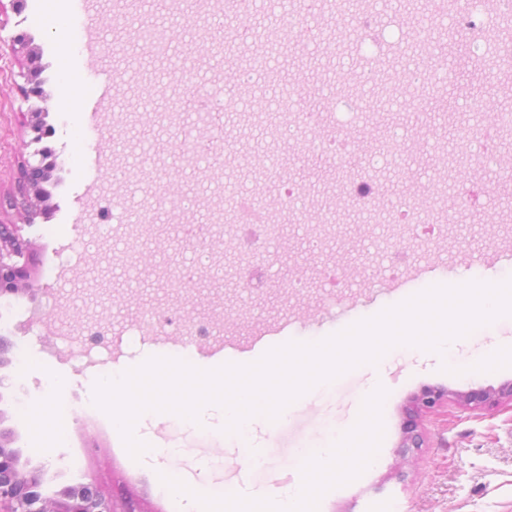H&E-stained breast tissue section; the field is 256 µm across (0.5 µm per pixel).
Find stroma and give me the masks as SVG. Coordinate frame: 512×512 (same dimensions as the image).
Segmentation results:
<instances>
[{
    "instance_id": "stroma-1",
    "label": "stroma",
    "mask_w": 512,
    "mask_h": 512,
    "mask_svg": "<svg viewBox=\"0 0 512 512\" xmlns=\"http://www.w3.org/2000/svg\"><path fill=\"white\" fill-rule=\"evenodd\" d=\"M46 0L15 10L0 0V194L33 149L19 115L28 111L11 50L26 34L39 54L44 95L41 145L59 161L50 218L23 235L43 267L29 293L0 298V336L34 349L0 363V425L15 432L27 468L46 488L98 481L139 512H186L174 486L240 501L286 492L279 472L319 481L321 512H512V410L492 416L453 409L430 422L428 448L406 481L395 475L402 409L426 386L456 393L512 382V317L463 337L443 357L391 349L381 377L357 367L290 404L274 430L251 433L258 461L242 472L240 437L224 434L219 407L199 421L147 412L134 433L158 458L120 457L123 440L93 403L97 379L112 376V348L126 367L175 358L188 337L178 323L211 319L208 341L244 344L284 321L309 338L332 335L344 308L395 283H501L512 278V140L497 137L512 112V61L496 42L474 39L434 0H333L309 13L306 0H253L241 15L230 0H87L78 26L56 37ZM163 27L168 56L136 48L144 25ZM278 28L284 42L266 66L243 29ZM109 78L101 112H85L84 85ZM70 94H63V81ZM218 92L223 126L200 119L201 98ZM342 142L334 162L293 114ZM365 179L374 199L351 197L346 178ZM293 196H286V188ZM249 198L277 226L245 224L233 239L212 234L213 214L231 195ZM431 213L413 232L391 234L397 209ZM448 268L432 280L418 267ZM261 290L248 289L254 269ZM104 328L90 346L87 331ZM502 349L494 367L469 363ZM373 404H366L367 392ZM72 409L66 432L56 414ZM352 446L347 471L329 479L308 467V448Z\"/></svg>"
}]
</instances>
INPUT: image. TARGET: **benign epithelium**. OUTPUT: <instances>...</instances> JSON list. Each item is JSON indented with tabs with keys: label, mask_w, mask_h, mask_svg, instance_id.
Segmentation results:
<instances>
[{
	"label": "benign epithelium",
	"mask_w": 512,
	"mask_h": 512,
	"mask_svg": "<svg viewBox=\"0 0 512 512\" xmlns=\"http://www.w3.org/2000/svg\"><path fill=\"white\" fill-rule=\"evenodd\" d=\"M41 73L42 70L34 66L22 71L25 97L42 96ZM22 125L29 143L42 140L45 129L39 113L22 114ZM33 156L35 159H25L19 165L16 189L9 195L14 200L12 208L27 224L33 223L34 216L45 217L54 209L45 184L51 181L56 162L48 160L49 154L43 150L35 151ZM20 231L19 224L0 225V297L23 291L40 270L39 253ZM450 404L481 414H495L507 406L512 407V383L456 396L441 387H424L414 393L403 409L402 436L397 449L399 476H405L404 468L412 466L421 449L428 447L430 431L425 421L442 413ZM13 442L14 431L0 427V512H126L124 507L116 508L94 482L46 491L40 472L30 471L21 464Z\"/></svg>",
	"instance_id": "obj_1"
}]
</instances>
